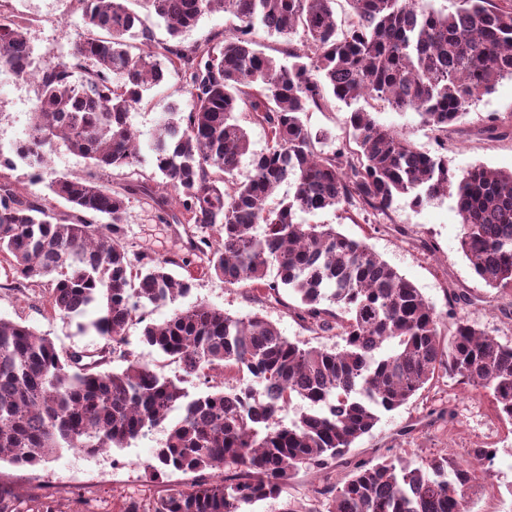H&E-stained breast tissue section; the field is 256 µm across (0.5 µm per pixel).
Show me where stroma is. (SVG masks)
I'll list each match as a JSON object with an SVG mask.
<instances>
[{
  "instance_id": "stroma-1",
  "label": "stroma",
  "mask_w": 512,
  "mask_h": 512,
  "mask_svg": "<svg viewBox=\"0 0 512 512\" xmlns=\"http://www.w3.org/2000/svg\"><path fill=\"white\" fill-rule=\"evenodd\" d=\"M11 4L29 15L27 36L38 64L48 65L85 33L78 0H11ZM37 89V84L24 80L0 86V148L10 149L25 137ZM189 99L185 78L173 73L144 92L141 103L130 113L142 155L150 153L162 113L173 105L187 108ZM364 107L378 123L406 132L420 151H442L453 169L483 165L493 170H512L511 79L499 80L491 94L472 104L442 141L422 126L414 111L397 112L375 100L365 101ZM491 115L497 117L500 127L495 138L482 133ZM347 117V107L332 100L325 108L306 113L304 121L312 131L331 134V141L325 144L331 150L348 135ZM307 221L334 225L349 238L365 242L412 281L437 311L447 310L448 290L466 295L469 303L463 306V313L479 323L486 334L512 343V289L497 291L486 287L463 257L459 250L460 217L453 197H440L420 209L410 207L405 199H397L389 220L383 224L364 223L355 212L341 208L308 216ZM197 233L214 244L220 239L213 227L198 230L190 224L164 223L149 199L131 196L123 226V239L130 253L155 258L180 253L188 237ZM198 303L223 309L234 317L260 314L272 321L283 336L304 348L331 347L337 342L336 337L298 318L293 296L284 295L277 302L244 286L225 284L215 276L198 277L189 295L148 308L147 319L159 323L174 310ZM0 317L49 336L69 351L93 355L106 343L93 329L79 330V318L54 314L48 288L18 286L14 272L5 262L0 263ZM448 410L453 412V419H444ZM164 439V433L155 429L132 440L127 447L105 454L87 455L66 449L34 467L1 461L0 488L17 496L26 507L49 501L60 505L63 512H87L90 501L104 499L111 512H118L126 497L149 500L173 485L191 482L188 474H158L151 470L154 451ZM478 448L494 449L495 458L471 499V512H512V426L496 417L491 398L484 390L441 376L421 394L383 414L344 459L321 472L299 471L280 498L256 505L254 512H281L288 499L315 505L316 488L327 481L340 482L359 461L391 456L415 461L446 453L467 463Z\"/></svg>"
}]
</instances>
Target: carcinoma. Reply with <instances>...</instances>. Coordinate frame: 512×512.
I'll return each instance as SVG.
<instances>
[{
  "label": "carcinoma",
  "mask_w": 512,
  "mask_h": 512,
  "mask_svg": "<svg viewBox=\"0 0 512 512\" xmlns=\"http://www.w3.org/2000/svg\"><path fill=\"white\" fill-rule=\"evenodd\" d=\"M79 2L86 35L41 70L31 68L24 23L0 22V69L38 85L27 140L0 150V169L22 162L39 184L59 144L92 169L84 177L53 174L47 188L69 205L64 215L0 182V257L29 287L52 278L53 310L67 318L93 313L88 326L107 348L85 363L0 318V460L36 466L61 448L96 454L161 426L166 437L153 470L218 469L221 477L173 486L148 503L126 497L120 512H244L278 498L299 470L331 467L383 413L440 375L485 390L496 415L512 424V343L456 311L469 302L465 295L450 293L455 331L445 338L441 314L367 244L331 224L297 220L342 207L378 224L398 198L421 208L451 195L474 273L489 288H512V171L456 172L447 157L419 151L362 108L349 113L348 142L330 152L317 148L325 135L303 120L331 98L348 106L371 98L416 111L422 125L448 137L475 101L512 78V0H455L452 12L436 0H348L347 25L336 20V0H148L145 17L128 0ZM215 11L238 20L233 35L184 45L183 34ZM158 21L164 40L154 34ZM260 30L285 38L288 64L260 49ZM130 39L141 40L138 52ZM169 72L189 80V108L164 113L151 148L162 193L139 191L158 205L160 220L216 225L221 242L206 251L204 239H191L181 255L131 257L122 230L133 189L114 190L98 173L142 162L129 112ZM241 109L270 140L251 157L245 181L236 178L250 152L235 117ZM283 182L292 194L268 206ZM172 203L178 212L170 214ZM198 273L274 298L286 288L300 318L341 343L302 348L259 314L236 318L199 303L145 323L142 342L183 371L176 380L162 376L122 350L127 328L144 323L147 307L188 294ZM115 353L123 369H100ZM216 371L239 384L189 396L184 383L207 382ZM295 400L299 415L285 423L279 414ZM175 409L181 416L170 422ZM485 454L476 449L466 465L446 455L357 463L342 483L315 493L326 512H470Z\"/></svg>",
  "instance_id": "1"
}]
</instances>
